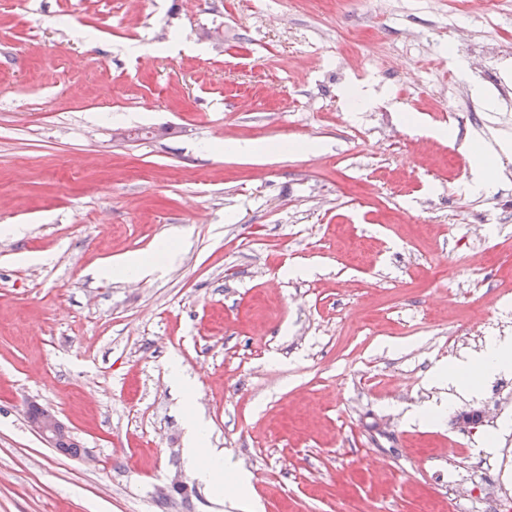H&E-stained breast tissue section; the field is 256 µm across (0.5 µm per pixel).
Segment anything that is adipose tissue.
<instances>
[{
	"label": "adipose tissue",
	"mask_w": 512,
	"mask_h": 512,
	"mask_svg": "<svg viewBox=\"0 0 512 512\" xmlns=\"http://www.w3.org/2000/svg\"><path fill=\"white\" fill-rule=\"evenodd\" d=\"M186 430L188 438L186 460L195 476L210 485L230 486L236 490L239 497H246L247 482L243 477L228 475L223 451L205 447V423L197 417H189L186 421Z\"/></svg>",
	"instance_id": "obj_1"
}]
</instances>
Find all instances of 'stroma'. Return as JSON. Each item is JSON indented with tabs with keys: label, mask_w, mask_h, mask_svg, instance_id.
I'll return each instance as SVG.
<instances>
[{
	"label": "stroma",
	"mask_w": 512,
	"mask_h": 512,
	"mask_svg": "<svg viewBox=\"0 0 512 512\" xmlns=\"http://www.w3.org/2000/svg\"><path fill=\"white\" fill-rule=\"evenodd\" d=\"M509 39L512 0H0V512H244L190 413L264 512L512 494V372L436 376L512 342V68L465 51ZM165 236L155 276L94 277ZM509 62H512V55L510 48H504L502 46L493 48L486 53L485 63L483 69L477 74L482 79H488L493 83H498L497 75L503 70L505 66H508ZM473 168L472 179L469 184L470 189H482L489 185L491 180V163L485 154L478 151H472ZM44 409L37 405H31L29 408V419H36L43 415ZM34 430L40 434L46 441L51 440L59 431L66 432L65 425L51 412H46L38 420L31 422ZM188 446L186 448V460L195 476L202 482L216 487L229 485L232 491H237L238 496L246 501L247 482L243 477L226 475L230 468L224 464L223 450L205 447L206 434L205 423L195 416H190L186 421ZM226 478V479H225Z\"/></svg>",
	"instance_id": "1"
}]
</instances>
